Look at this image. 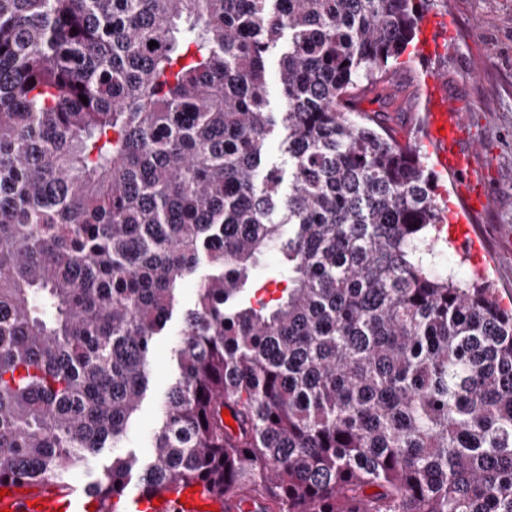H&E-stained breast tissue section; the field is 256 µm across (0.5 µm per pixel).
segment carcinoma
<instances>
[{"mask_svg":"<svg viewBox=\"0 0 512 512\" xmlns=\"http://www.w3.org/2000/svg\"><path fill=\"white\" fill-rule=\"evenodd\" d=\"M422 2L0 0V481L110 448L102 502L136 471L266 512H512V310L448 273L438 175L358 109ZM206 272V266L202 264L196 275L184 283L180 292L179 304L168 322L165 332L155 339L150 389L142 401L140 410L128 427L125 448H121V452L124 454L133 453L141 466L148 465L152 460L153 432L160 423L164 397L177 373L174 349L183 328V317L187 310L194 307L198 281Z\"/></svg>","mask_w":512,"mask_h":512,"instance_id":"cac0c4a2","label":"carcinoma"}]
</instances>
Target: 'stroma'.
<instances>
[{"label": "stroma", "instance_id": "obj_1", "mask_svg": "<svg viewBox=\"0 0 512 512\" xmlns=\"http://www.w3.org/2000/svg\"><path fill=\"white\" fill-rule=\"evenodd\" d=\"M426 11L449 15L447 40L433 53H411L383 83L382 99L367 95L361 108L379 113L398 138L418 143L424 138L430 79L440 80L449 101L462 108L464 143L474 149L473 171L483 177L489 204L465 215L458 180L441 174L451 221L467 217L478 245L465 251L450 243L448 269L463 282L472 270H480L500 301L512 306V0H428ZM197 287L194 278L184 283L165 332L155 339L151 385L124 444L142 466L153 457V432L176 375L174 349Z\"/></svg>", "mask_w": 512, "mask_h": 512}]
</instances>
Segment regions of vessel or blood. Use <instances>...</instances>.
I'll return each instance as SVG.
<instances>
[{
  "instance_id": "vessel-or-blood-1",
  "label": "vessel or blood",
  "mask_w": 512,
  "mask_h": 512,
  "mask_svg": "<svg viewBox=\"0 0 512 512\" xmlns=\"http://www.w3.org/2000/svg\"><path fill=\"white\" fill-rule=\"evenodd\" d=\"M429 101L426 116L425 140L440 168L450 171L461 185L469 186L465 199L469 209L483 208L486 197L478 189V180L469 164L468 152L458 148L462 121L456 104L448 101L440 84L427 90ZM210 505L215 512H253L255 505L242 496L217 497L185 487L164 493L162 498L144 493L137 494L127 504L128 512H198L199 507ZM90 503L79 498L58 494L53 487L29 490L10 486L6 496L0 498V512H90Z\"/></svg>"
}]
</instances>
